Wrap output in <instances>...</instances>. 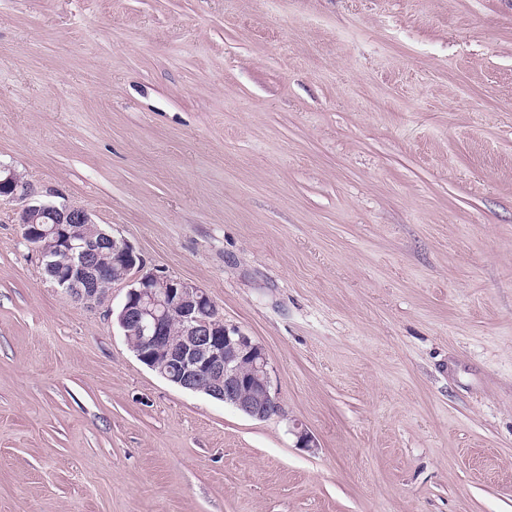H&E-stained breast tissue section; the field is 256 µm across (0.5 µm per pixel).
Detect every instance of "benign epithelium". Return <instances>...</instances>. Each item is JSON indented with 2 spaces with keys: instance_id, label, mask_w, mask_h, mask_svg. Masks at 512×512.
Instances as JSON below:
<instances>
[{
  "instance_id": "7a95c632",
  "label": "benign epithelium",
  "mask_w": 512,
  "mask_h": 512,
  "mask_svg": "<svg viewBox=\"0 0 512 512\" xmlns=\"http://www.w3.org/2000/svg\"><path fill=\"white\" fill-rule=\"evenodd\" d=\"M0 197L19 203L18 223L64 299L103 305L112 285L128 286L116 321L138 359L170 383L204 393L238 411L266 419L281 413L263 347L224 323L198 285L145 270L135 247L96 222L82 207L35 198L29 183L0 165ZM83 224L76 235L70 225ZM177 314L181 331H169Z\"/></svg>"
}]
</instances>
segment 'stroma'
<instances>
[{
    "label": "stroma",
    "instance_id": "1",
    "mask_svg": "<svg viewBox=\"0 0 512 512\" xmlns=\"http://www.w3.org/2000/svg\"><path fill=\"white\" fill-rule=\"evenodd\" d=\"M0 163L282 406L141 363L0 199V512H512V0H0Z\"/></svg>",
    "mask_w": 512,
    "mask_h": 512
}]
</instances>
